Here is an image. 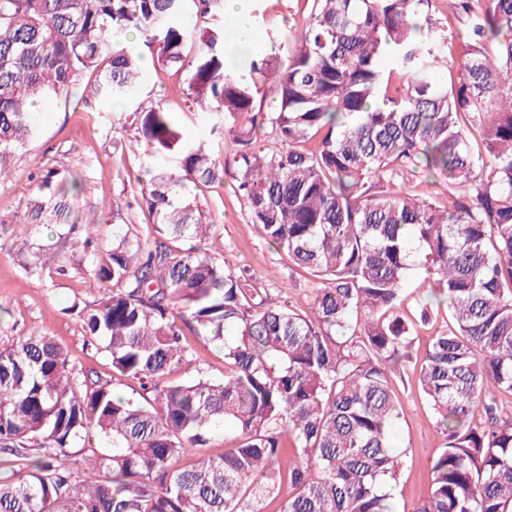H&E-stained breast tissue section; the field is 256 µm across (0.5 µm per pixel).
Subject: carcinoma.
<instances>
[{
	"label": "carcinoma",
	"instance_id": "1",
	"mask_svg": "<svg viewBox=\"0 0 512 512\" xmlns=\"http://www.w3.org/2000/svg\"><path fill=\"white\" fill-rule=\"evenodd\" d=\"M185 2L0 0V178L36 133L34 105L83 74L103 100L137 99L135 32L188 71L199 120L235 143L248 223L320 287L304 306L250 303L244 272L200 247L213 225L188 196L220 160L173 113L138 106L148 152L172 160L141 188L148 239L129 227L99 250L103 219L79 216L80 183L59 171L21 222L90 257L99 298L70 309L136 396L78 380L46 333L1 349L0 464L50 453L0 476V512H395L403 408L389 370L412 344L414 244L432 281L420 321L448 310L418 377L444 443L417 512H512V409L496 398L512 396V0H451L472 16L455 42L432 0H312L284 57L270 29L226 53L223 0H200L203 25L183 20ZM262 73L275 101L259 114ZM420 176L457 192L441 205L374 191ZM189 333L224 347L222 379L173 378L192 362ZM223 428L235 447L208 455ZM75 448L102 479H81Z\"/></svg>",
	"mask_w": 512,
	"mask_h": 512
}]
</instances>
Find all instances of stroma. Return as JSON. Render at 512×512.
Segmentation results:
<instances>
[{"mask_svg":"<svg viewBox=\"0 0 512 512\" xmlns=\"http://www.w3.org/2000/svg\"><path fill=\"white\" fill-rule=\"evenodd\" d=\"M267 20L287 33L286 49H293V35L309 19L310 0H263ZM94 74H85L66 93L52 94L33 112L37 133L20 153L5 179H0V349L18 337L47 333L66 349L75 376L111 380L112 366L100 346L85 334L78 317L69 310L74 299L90 302L97 293L89 288L88 261L80 250L64 246L55 228L37 226L33 237L46 253L43 267H29L31 255L13 230L37 192L42 171L57 169L82 179L79 202L84 211L104 216L100 229L103 248H111L113 234L127 225L144 227L138 183L148 170L168 166L169 158L149 156L143 150L125 151L138 138L133 109L115 108L93 92ZM187 73L176 66L163 67L145 56L139 100L146 107L173 113L185 138L211 146L224 165L222 179L198 187L196 201L215 225L220 253L232 269H247L254 300L302 302L314 281L297 271L287 256L259 236L247 222V207L237 192L236 148L222 135L212 133L196 116L185 89ZM66 274H57L58 266ZM431 282L413 270L404 285L403 308L415 319L430 292ZM448 318L447 310L431 313L429 324L417 323L407 355L391 368V378L403 408L393 434L395 447L404 452L403 467L392 484L396 512H416L431 480V464L440 454L443 438L435 428L432 410L418 391L420 359L436 326ZM193 361L179 370L183 379L203 371L224 376V355L219 346L201 336H189Z\"/></svg>","mask_w":512,"mask_h":512,"instance_id":"35a3bbf8","label":"stroma"}]
</instances>
